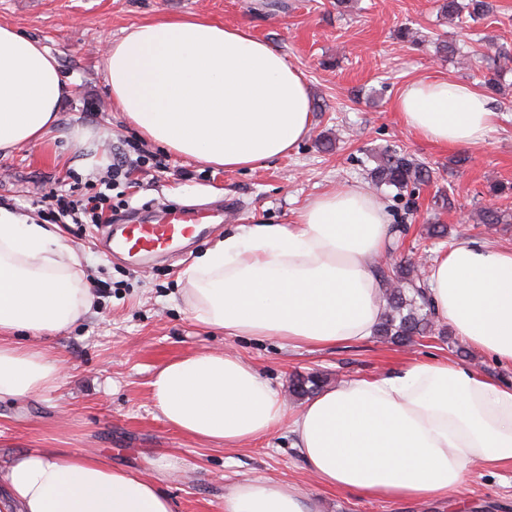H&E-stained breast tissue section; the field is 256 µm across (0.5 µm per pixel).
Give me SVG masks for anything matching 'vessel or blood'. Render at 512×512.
<instances>
[{
    "mask_svg": "<svg viewBox=\"0 0 512 512\" xmlns=\"http://www.w3.org/2000/svg\"><path fill=\"white\" fill-rule=\"evenodd\" d=\"M223 221L224 204L220 201L206 210L192 206L172 207L152 222L124 220L112 244L131 255L147 259L171 253L177 243L196 233L200 225L220 224Z\"/></svg>",
    "mask_w": 512,
    "mask_h": 512,
    "instance_id": "vessel-or-blood-1",
    "label": "vessel or blood"
}]
</instances>
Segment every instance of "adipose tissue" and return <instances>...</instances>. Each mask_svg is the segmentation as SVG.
Segmentation results:
<instances>
[{
	"instance_id": "adipose-tissue-1",
	"label": "adipose tissue",
	"mask_w": 512,
	"mask_h": 512,
	"mask_svg": "<svg viewBox=\"0 0 512 512\" xmlns=\"http://www.w3.org/2000/svg\"><path fill=\"white\" fill-rule=\"evenodd\" d=\"M103 66L113 108L161 148L216 168L256 170L309 133L300 71L244 27L196 16L133 26ZM70 87L39 41L0 24V154L40 142ZM403 125L431 142L475 147L496 114L466 83L417 80L396 100ZM383 206L363 186L308 200L286 224L225 235L188 267L192 319L229 336L319 348L370 339L384 312L374 274L390 253ZM427 295L438 321L512 370V249L460 240L434 260ZM93 297L57 232L0 207V400L56 384L58 371L17 334L41 338L84 316ZM153 401L173 427L234 448L287 426L307 472L361 499L446 501L473 466L512 467V381L442 358L351 378L289 413L278 389L227 352L177 358L153 376ZM4 477L20 512H172L156 480L94 452L33 451ZM224 512H320L294 484H235Z\"/></svg>"
}]
</instances>
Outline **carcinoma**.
Returning <instances> with one entry per match:
<instances>
[{
  "label": "carcinoma",
  "instance_id": "obj_1",
  "mask_svg": "<svg viewBox=\"0 0 512 512\" xmlns=\"http://www.w3.org/2000/svg\"><path fill=\"white\" fill-rule=\"evenodd\" d=\"M376 186L394 187L403 190L431 179V170L422 163L406 156L395 148L383 152V161L369 173ZM483 224H509L512 210L509 208H485L480 213ZM384 281L385 313L376 330V335L391 343L405 344L416 337L431 336L437 330L435 315L425 296L424 285L415 274V265L408 263L389 275L378 269ZM324 379L319 376H296L290 380L289 389L297 398L312 395L322 388Z\"/></svg>",
  "mask_w": 512,
  "mask_h": 512
}]
</instances>
